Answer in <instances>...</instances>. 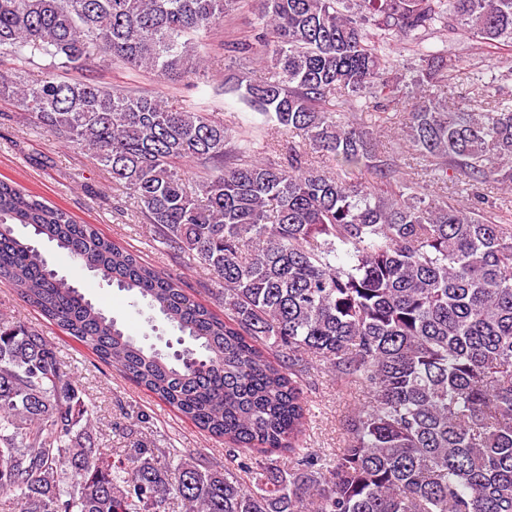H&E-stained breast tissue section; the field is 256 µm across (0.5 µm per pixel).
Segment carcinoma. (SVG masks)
I'll use <instances>...</instances> for the list:
<instances>
[{"mask_svg": "<svg viewBox=\"0 0 512 512\" xmlns=\"http://www.w3.org/2000/svg\"><path fill=\"white\" fill-rule=\"evenodd\" d=\"M254 2V34L219 48L245 62L224 86L300 136L272 157L253 129L198 107L61 79L113 65L199 75L209 51L198 34L223 28L239 0H0V56L14 61L0 100L130 190L150 236L212 272L224 315L3 180L0 283L239 458L203 470L138 442L124 458L102 456L85 389L56 347L0 315V498L20 512H168L173 498L181 512H512V224L487 209L489 189L512 193V95L490 70L479 79L490 108L448 107L438 90L456 59L428 42L459 30L512 49V0ZM405 42L416 63L401 71ZM30 65L41 70L31 83ZM401 103L402 140L431 194L377 143ZM356 111L378 123L354 122ZM190 162L204 171L188 176ZM458 176L461 200L445 192ZM16 224L189 345H140ZM314 364L373 396L348 418L334 460L303 443L298 374Z\"/></svg>", "mask_w": 512, "mask_h": 512, "instance_id": "cac0c4a2", "label": "carcinoma"}]
</instances>
